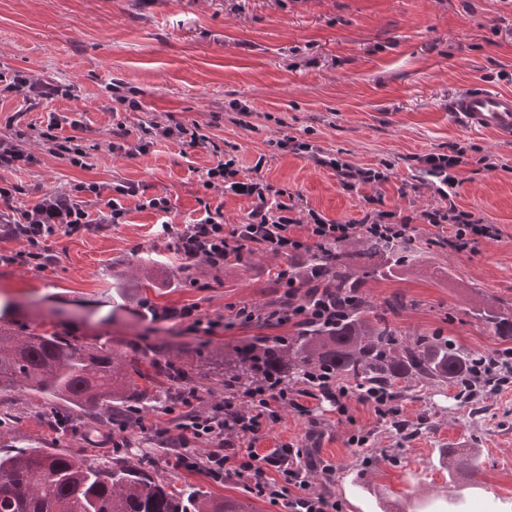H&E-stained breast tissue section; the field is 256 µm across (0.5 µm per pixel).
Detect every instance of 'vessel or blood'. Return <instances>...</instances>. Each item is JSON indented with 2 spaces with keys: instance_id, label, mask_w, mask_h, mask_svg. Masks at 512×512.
I'll list each match as a JSON object with an SVG mask.
<instances>
[{
  "instance_id": "obj_1",
  "label": "vessel or blood",
  "mask_w": 512,
  "mask_h": 512,
  "mask_svg": "<svg viewBox=\"0 0 512 512\" xmlns=\"http://www.w3.org/2000/svg\"><path fill=\"white\" fill-rule=\"evenodd\" d=\"M455 117L465 125L512 134V93L497 92L475 84L451 102Z\"/></svg>"
}]
</instances>
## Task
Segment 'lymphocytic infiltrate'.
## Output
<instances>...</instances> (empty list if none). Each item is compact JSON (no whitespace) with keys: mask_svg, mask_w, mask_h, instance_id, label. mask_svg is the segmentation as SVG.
<instances>
[{"mask_svg":"<svg viewBox=\"0 0 512 512\" xmlns=\"http://www.w3.org/2000/svg\"><path fill=\"white\" fill-rule=\"evenodd\" d=\"M13 95L37 105L73 98L74 88L34 69L17 70L0 87V99ZM44 121L45 127L34 144L18 129L0 134V171L36 163V153L40 150L66 159L74 167L88 168V154L78 135L82 121L58 112L46 113ZM161 141L212 152L216 161L206 170L203 184L220 196L230 192L251 198L252 206L241 223H225L222 207L208 205L202 217L182 229H174L171 198L163 193H149L147 185L140 182L80 181L68 189L44 194L34 205L24 208L15 204L21 186L0 182V239L16 240L23 245L19 251L1 252L0 262L41 271L54 267L56 256L48 245L50 237L61 230L72 235L92 227L107 230L125 223L127 210L123 201L129 197L137 199L141 208L159 215L161 230L169 237L171 253L186 264L202 263L217 269L223 268L228 258H242L256 250L302 256L357 236L383 234L396 238L413 231L410 219L382 209L368 211L357 224H342L313 211L304 218L297 216L294 206L284 200L285 190L259 179L242 177L235 159L225 158L210 132L195 122L189 124L170 116L163 121H152L136 133L118 123L97 148L114 157H132L148 153ZM277 147L335 170L346 191L385 178L384 173L324 155L315 145L295 137L280 139ZM101 198L106 201L105 211L90 214V201ZM425 219L436 230V244L455 252L466 251L478 240L500 234L498 225L482 223L472 212L453 204L426 213ZM277 284L282 290L279 302L262 310L248 305L239 307L222 324L213 319L203 320L192 306L172 311L171 316L186 323L189 331L205 335L220 325L230 329L262 322L282 328L313 320L335 321L334 302L320 299L311 304L307 301L308 289L284 277ZM324 398L335 404L339 416L345 417L354 396L347 386L331 376L322 378L316 389L305 385L287 388L263 374L245 390L228 380L224 383V397L218 401H205L191 390L181 392L172 406L174 415L170 424L152 425L150 431L154 440L164 442L171 430L176 429L182 445H205L207 451L203 457L180 453L176 459L178 465L202 472L213 481L230 480L270 502L286 501L289 512H338L339 505L329 489L335 467L318 466L306 449L290 444L266 455L255 449L260 434L278 421L285 406L306 417L309 437L321 435L322 424L313 417L312 410L314 403ZM317 468L323 471V481L315 487L310 482V473Z\"/></svg>","mask_w":512,"mask_h":512,"instance_id":"obj_1","label":"lymphocytic infiltrate"}]
</instances>
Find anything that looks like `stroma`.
<instances>
[{"label":"stroma","mask_w":512,"mask_h":512,"mask_svg":"<svg viewBox=\"0 0 512 512\" xmlns=\"http://www.w3.org/2000/svg\"><path fill=\"white\" fill-rule=\"evenodd\" d=\"M24 69L75 85L76 96L37 108L11 97L0 103V119L23 111L35 136L46 112H77L92 166L76 168L43 153L37 164L0 172V180L24 187L18 206L78 181L119 179L169 195L174 227L199 218L202 198L223 205L225 223H239L251 201L205 189L203 175L215 162L207 150L161 142L148 154L115 158L94 149L118 122L134 130L168 113L187 123L216 114L215 140L243 176L288 190L303 210L354 222L367 211V197H375L381 209L412 217L414 234L424 241L434 230L423 212L451 201L498 225L499 237L463 253L426 248L414 265L368 282L363 294L377 306L395 292L414 299L398 320L407 335L438 333L479 352L499 349L473 313L512 311V137L467 128L448 103L475 83L512 93V0H0V72ZM115 81L135 88L142 111L109 110ZM239 104L251 112L249 127L238 123ZM286 136L386 171L388 179L343 190L334 170L280 152L276 143ZM454 144L467 147V163L450 187L422 158ZM124 205L125 223L109 230L53 236V269L0 263V304L14 303L19 322L51 319L76 335L117 341L141 333L204 354L262 335L255 325L195 335L177 321L141 322L127 311L107 321L113 282L128 262L147 255L156 284L149 297L158 308L194 306L210 319L273 301L279 291L272 275L286 262L258 251L219 276H200L199 287L174 284L179 261L166 250L158 215L139 209L133 198ZM480 408V415H470L448 386L424 388L400 403V419L418 426L403 440L378 424L370 406L352 403L353 420L342 423L325 402L316 411L324 434L310 440L306 419L286 407L255 448L308 441L316 460L336 467L331 491L341 512H419L422 504L457 493L465 498L464 512H512V388L487 396ZM1 410L16 417L0 430L2 446L53 440L99 465L130 454L105 445L107 427L89 429L83 417L34 394L0 397ZM62 416L63 429L55 425ZM355 429L371 431L369 448L347 445ZM443 448L475 456L480 472L470 478L449 473L438 460ZM138 460L162 482L247 497L233 482L179 468L171 449L158 443H143Z\"/></svg>","instance_id":"stroma-1"}]
</instances>
